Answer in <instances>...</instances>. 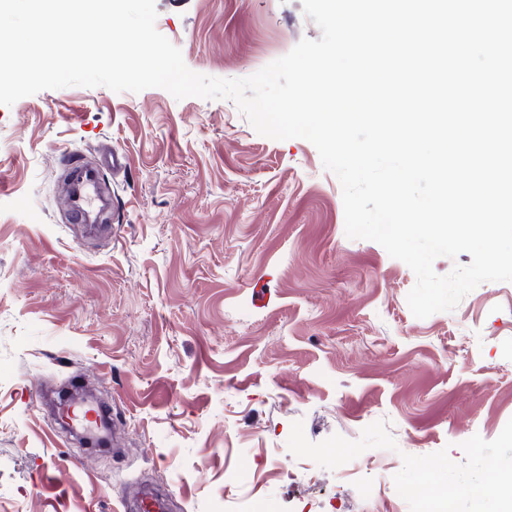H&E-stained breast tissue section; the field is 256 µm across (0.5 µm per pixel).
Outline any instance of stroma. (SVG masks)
<instances>
[{
	"label": "stroma",
	"instance_id": "stroma-1",
	"mask_svg": "<svg viewBox=\"0 0 512 512\" xmlns=\"http://www.w3.org/2000/svg\"><path fill=\"white\" fill-rule=\"evenodd\" d=\"M186 66L244 78L321 32L302 0H155ZM124 152L105 170L112 233L65 220L61 162ZM416 277L345 234L342 187L304 139L258 134L228 99L161 88L43 90L0 105V512H119L132 488L170 512H409L402 454L495 439L512 420V282L413 316ZM78 375L111 398L122 445L88 457L35 384ZM385 422L397 451L354 459L372 485L295 457ZM55 460L59 477L43 466Z\"/></svg>",
	"mask_w": 512,
	"mask_h": 512
}]
</instances>
